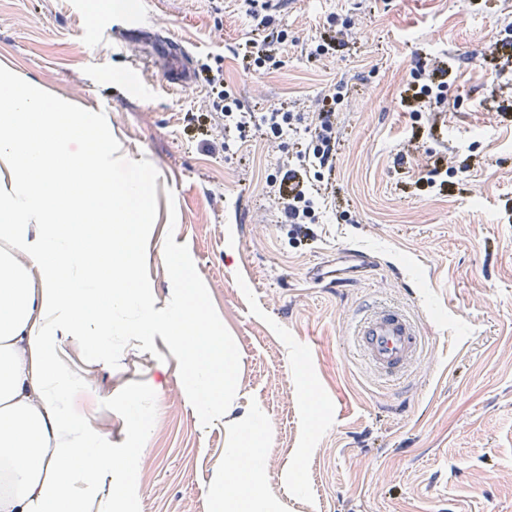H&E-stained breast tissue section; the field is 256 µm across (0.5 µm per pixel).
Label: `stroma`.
<instances>
[{
  "mask_svg": "<svg viewBox=\"0 0 512 512\" xmlns=\"http://www.w3.org/2000/svg\"><path fill=\"white\" fill-rule=\"evenodd\" d=\"M162 20L195 70L220 69L244 100L287 104L298 128L329 90L334 191L306 233L281 221L265 136L225 140L203 82L180 89L146 54L113 41L123 16L101 0H0V70L74 111L96 114L119 154L152 183L139 281L156 315L177 288L166 253L197 276L192 300L234 351L232 391L202 411L165 330L116 328L100 353L60 337L81 381L66 405L115 450L143 446L124 474L127 512H216L224 450L265 416L264 495L274 512H512V0H131ZM270 19L277 65L235 56ZM336 46L318 56L320 37ZM444 68L437 119L410 117L404 84ZM208 114L193 134V114ZM447 153L448 187L420 180L425 153ZM376 265L340 288L313 266ZM378 297L408 308L420 361L384 382L350 347L356 313ZM138 400L160 430L136 440Z\"/></svg>",
  "mask_w": 512,
  "mask_h": 512,
  "instance_id": "35a3bbf8",
  "label": "stroma"
}]
</instances>
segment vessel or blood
Wrapping results in <instances>:
<instances>
[{"mask_svg": "<svg viewBox=\"0 0 512 512\" xmlns=\"http://www.w3.org/2000/svg\"><path fill=\"white\" fill-rule=\"evenodd\" d=\"M353 336L368 365L387 379L407 372L423 351L424 341L415 317L392 303L372 307L355 325Z\"/></svg>", "mask_w": 512, "mask_h": 512, "instance_id": "vessel-or-blood-1", "label": "vessel or blood"}]
</instances>
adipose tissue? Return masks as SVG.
I'll return each instance as SVG.
<instances>
[{
  "instance_id": "ef3b65f1",
  "label": "adipose tissue",
  "mask_w": 512,
  "mask_h": 512,
  "mask_svg": "<svg viewBox=\"0 0 512 512\" xmlns=\"http://www.w3.org/2000/svg\"><path fill=\"white\" fill-rule=\"evenodd\" d=\"M0 512H126L119 474L140 449L115 452L75 420L65 398L77 382L57 336L95 350L118 320L157 321L137 281L147 204L138 164L117 166L94 114L74 112L0 71ZM81 141L84 150L69 153ZM42 227L31 236L30 225ZM164 323L193 394L210 407L234 382L235 357L179 298ZM225 451L217 512H269L261 486V414Z\"/></svg>"
}]
</instances>
